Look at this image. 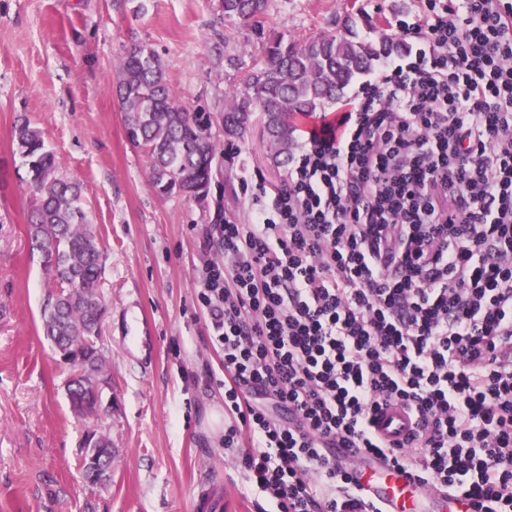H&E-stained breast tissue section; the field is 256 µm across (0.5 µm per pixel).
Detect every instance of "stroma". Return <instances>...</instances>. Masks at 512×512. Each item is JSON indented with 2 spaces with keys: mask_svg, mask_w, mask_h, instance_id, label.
<instances>
[{
  "mask_svg": "<svg viewBox=\"0 0 512 512\" xmlns=\"http://www.w3.org/2000/svg\"><path fill=\"white\" fill-rule=\"evenodd\" d=\"M340 11L341 0H270L254 32L218 22L213 0H0V512H190L203 483L223 486L235 512H255L224 456V363L198 289L224 261L206 242L211 225L250 221L243 180L278 188L287 170L256 121L219 149L207 201L156 195L146 156L125 138L115 66L125 47L149 43L181 103L216 116L270 35L333 29ZM21 116L79 183L104 250L100 344L115 409L96 426L118 459L103 490L81 477L89 423L72 413L71 369L41 332L52 280L30 244L32 190L12 142ZM137 308L155 338L147 364L126 349Z\"/></svg>",
  "mask_w": 512,
  "mask_h": 512,
  "instance_id": "35a3bbf8",
  "label": "stroma"
}]
</instances>
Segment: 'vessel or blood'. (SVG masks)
Listing matches in <instances>:
<instances>
[{"mask_svg": "<svg viewBox=\"0 0 512 512\" xmlns=\"http://www.w3.org/2000/svg\"><path fill=\"white\" fill-rule=\"evenodd\" d=\"M410 428L408 413L397 406L382 409L374 424L376 433L390 444L404 442ZM351 474L355 485L381 503L385 512H468L462 497L422 485L410 472L372 460L364 452L356 454ZM223 508L211 486L199 487L193 495V512H222Z\"/></svg>", "mask_w": 512, "mask_h": 512, "instance_id": "1", "label": "vessel or blood"}]
</instances>
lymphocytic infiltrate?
I'll list each match as a JSON object with an SVG mask.
<instances>
[{
	"mask_svg": "<svg viewBox=\"0 0 512 512\" xmlns=\"http://www.w3.org/2000/svg\"><path fill=\"white\" fill-rule=\"evenodd\" d=\"M283 188L215 225L199 299L257 512H381L336 449L512 512V0H426ZM417 422L386 445L390 405Z\"/></svg>",
	"mask_w": 512,
	"mask_h": 512,
	"instance_id": "1",
	"label": "lymphocytic infiltrate"
}]
</instances>
